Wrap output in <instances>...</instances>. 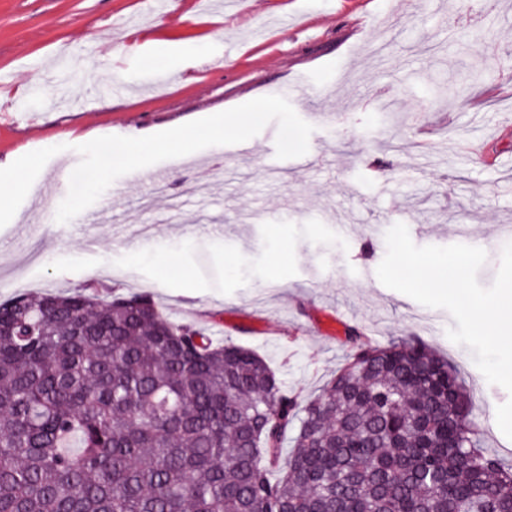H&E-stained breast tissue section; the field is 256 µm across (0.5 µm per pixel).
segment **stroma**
Returning <instances> with one entry per match:
<instances>
[{
  "instance_id": "obj_1",
  "label": "stroma",
  "mask_w": 512,
  "mask_h": 512,
  "mask_svg": "<svg viewBox=\"0 0 512 512\" xmlns=\"http://www.w3.org/2000/svg\"><path fill=\"white\" fill-rule=\"evenodd\" d=\"M0 0V163L109 135L151 134L267 95L314 131L277 159L267 132L247 152L213 146L118 178L91 223L55 220L64 191L39 175L19 222L0 228V303L94 283L151 293L169 317L253 349L289 390L313 396L344 363L348 329L418 337L447 357L479 445L512 461L496 423L511 395L412 298L364 281L385 234L419 246L492 241L490 285L512 236V0L473 37L453 34L469 0ZM198 69L182 70L185 56ZM314 85L296 97L298 72Z\"/></svg>"
}]
</instances>
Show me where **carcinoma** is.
Segmentation results:
<instances>
[{
	"label": "carcinoma",
	"mask_w": 512,
	"mask_h": 512,
	"mask_svg": "<svg viewBox=\"0 0 512 512\" xmlns=\"http://www.w3.org/2000/svg\"><path fill=\"white\" fill-rule=\"evenodd\" d=\"M348 340L302 402L150 293L0 303V512H512L447 359Z\"/></svg>",
	"instance_id": "cac0c4a2"
}]
</instances>
